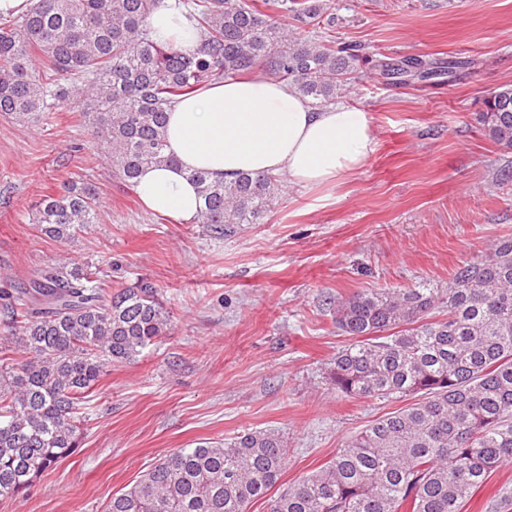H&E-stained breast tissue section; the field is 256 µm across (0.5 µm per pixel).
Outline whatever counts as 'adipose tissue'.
Wrapping results in <instances>:
<instances>
[{"instance_id": "1", "label": "adipose tissue", "mask_w": 512, "mask_h": 512, "mask_svg": "<svg viewBox=\"0 0 512 512\" xmlns=\"http://www.w3.org/2000/svg\"><path fill=\"white\" fill-rule=\"evenodd\" d=\"M149 27L157 40L187 51L197 45L177 0H163ZM375 146L367 113L341 102L314 106L293 84L257 73L180 100L167 114L166 152L174 161L143 167L136 192L151 212L189 224L199 206L194 172L221 180L261 174L332 189L359 171Z\"/></svg>"}]
</instances>
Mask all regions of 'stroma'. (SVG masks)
<instances>
[{
  "label": "stroma",
  "mask_w": 512,
  "mask_h": 512,
  "mask_svg": "<svg viewBox=\"0 0 512 512\" xmlns=\"http://www.w3.org/2000/svg\"><path fill=\"white\" fill-rule=\"evenodd\" d=\"M322 34L367 64L345 98L366 112L376 150L336 188L284 185L259 224L217 235L150 212L100 155L70 100L48 121L0 115V289L51 264L92 262L112 289L149 280L170 330L89 396L80 445L0 512H104L161 457L244 431L288 445L287 486L319 469L375 419L412 397L341 395L330 362L348 344L333 298L366 290L447 287L455 266L512 238V149L485 136L484 99L512 83V0H333ZM420 56L457 66L427 82L374 76L375 60ZM88 182L100 221L75 241L44 237L43 195ZM512 462L462 512H512Z\"/></svg>",
  "instance_id": "obj_1"
}]
</instances>
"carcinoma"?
<instances>
[{
	"label": "carcinoma",
	"mask_w": 512,
	"mask_h": 512,
	"mask_svg": "<svg viewBox=\"0 0 512 512\" xmlns=\"http://www.w3.org/2000/svg\"><path fill=\"white\" fill-rule=\"evenodd\" d=\"M162 0H35L0 25V113L29 124L80 98L104 158L128 185L165 153L166 113L180 99L258 70L294 84L321 107L349 91L362 61L350 45L301 39L272 12L303 23L330 0H178L201 35L193 52L157 43L149 19ZM388 78L424 80L431 59L378 60ZM485 135L512 149V84L484 102ZM197 221L217 234L257 224L278 180L195 172ZM93 185L69 182L44 196L36 219L68 243L97 220ZM170 315L143 282L116 292L85 265H48L0 293V497L26 493L79 447L89 394L112 364L129 363L166 335ZM336 327L354 342L336 353L330 381L354 398L416 396L350 438L320 469L269 495L287 463L271 431L179 448L112 496L106 512H461L512 458V239L453 271L448 288L361 292L336 299Z\"/></svg>",
	"instance_id": "cac0c4a2"
}]
</instances>
